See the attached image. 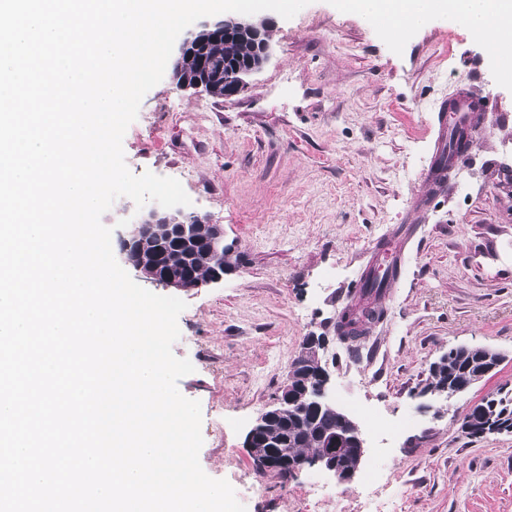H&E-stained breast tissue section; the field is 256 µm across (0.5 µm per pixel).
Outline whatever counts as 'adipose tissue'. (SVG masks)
<instances>
[{"label": "adipose tissue", "instance_id": "obj_1", "mask_svg": "<svg viewBox=\"0 0 512 512\" xmlns=\"http://www.w3.org/2000/svg\"><path fill=\"white\" fill-rule=\"evenodd\" d=\"M336 9L368 18L384 34L393 23L405 33L451 17L494 46L496 56H512V0H336Z\"/></svg>", "mask_w": 512, "mask_h": 512}]
</instances>
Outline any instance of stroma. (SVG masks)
Returning <instances> with one entry per match:
<instances>
[{
	"instance_id": "stroma-1",
	"label": "stroma",
	"mask_w": 512,
	"mask_h": 512,
	"mask_svg": "<svg viewBox=\"0 0 512 512\" xmlns=\"http://www.w3.org/2000/svg\"><path fill=\"white\" fill-rule=\"evenodd\" d=\"M255 18L271 23V58L238 96L180 90L165 72L123 138L128 169L178 179L188 212L223 225L230 248L223 282L180 292L172 347L195 368L178 389L201 403L202 469L246 512H366L376 464L401 512H512V434L472 440L459 425L487 394L512 396V79L451 17L394 38L335 0ZM460 92L494 108L472 114L473 142L438 190L437 111ZM406 224L402 275L351 354L333 318L371 249ZM309 336L323 340L337 407L387 424L363 428L348 483L316 467L280 476L248 446ZM464 344L503 362L449 401L430 370Z\"/></svg>"
}]
</instances>
